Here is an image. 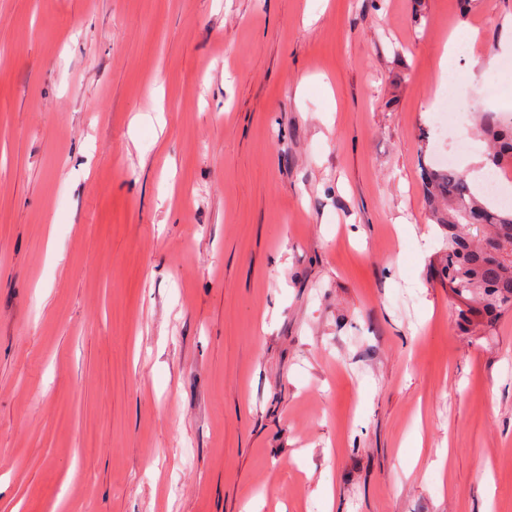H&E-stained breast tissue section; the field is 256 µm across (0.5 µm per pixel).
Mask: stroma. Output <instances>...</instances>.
Returning <instances> with one entry per match:
<instances>
[{
	"instance_id": "1",
	"label": "stroma",
	"mask_w": 512,
	"mask_h": 512,
	"mask_svg": "<svg viewBox=\"0 0 512 512\" xmlns=\"http://www.w3.org/2000/svg\"><path fill=\"white\" fill-rule=\"evenodd\" d=\"M510 19L0 0V512H512V311L461 327L420 179ZM459 92L456 83L452 80L448 83V90L437 101L435 121L438 127L444 126L446 112H464L458 102ZM457 110V111H456Z\"/></svg>"
}]
</instances>
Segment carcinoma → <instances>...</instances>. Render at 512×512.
I'll list each match as a JSON object with an SVG mask.
<instances>
[{"mask_svg":"<svg viewBox=\"0 0 512 512\" xmlns=\"http://www.w3.org/2000/svg\"><path fill=\"white\" fill-rule=\"evenodd\" d=\"M482 131L490 142L489 167L506 172L512 166V123L495 113L483 116ZM425 192L436 204L432 216L444 231L441 273L449 290L476 308L460 310L468 322L474 312L489 318L512 308V210L479 199L469 181L455 168L425 170ZM484 227L480 239L470 230Z\"/></svg>","mask_w":512,"mask_h":512,"instance_id":"1","label":"carcinoma"}]
</instances>
